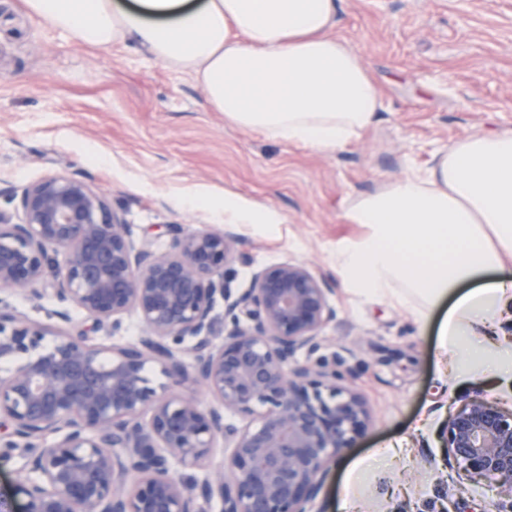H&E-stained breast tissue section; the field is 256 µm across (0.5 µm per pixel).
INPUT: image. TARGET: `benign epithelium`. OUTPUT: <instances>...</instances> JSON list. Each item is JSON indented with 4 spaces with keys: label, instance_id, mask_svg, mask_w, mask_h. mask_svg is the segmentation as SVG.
Wrapping results in <instances>:
<instances>
[{
    "label": "benign epithelium",
    "instance_id": "1",
    "mask_svg": "<svg viewBox=\"0 0 512 512\" xmlns=\"http://www.w3.org/2000/svg\"><path fill=\"white\" fill-rule=\"evenodd\" d=\"M2 196L14 209H0V458L23 460L22 512H207L215 499L221 512H311L327 461L369 418L348 371L321 354L336 317L327 281L286 261L238 292L226 278L233 232L171 224L158 253L72 175ZM48 293L54 325L10 302ZM70 306L109 336L133 313L141 334L92 344L66 329ZM188 382L214 403L178 392ZM441 435L448 465L512 500V408L478 393Z\"/></svg>",
    "mask_w": 512,
    "mask_h": 512
}]
</instances>
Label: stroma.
<instances>
[{
    "instance_id": "35a3bbf8",
    "label": "stroma",
    "mask_w": 512,
    "mask_h": 512,
    "mask_svg": "<svg viewBox=\"0 0 512 512\" xmlns=\"http://www.w3.org/2000/svg\"><path fill=\"white\" fill-rule=\"evenodd\" d=\"M333 33L363 55L383 96L370 130L325 151L227 125L190 75L120 43L85 45L22 0H0V188L80 177L161 252L166 225L223 229L228 199L273 216L235 226L232 285L288 260L324 278L336 317L323 353L342 360L369 410L353 447L328 461L312 512H336L347 465L395 440L387 483L365 468L352 482L369 512H485L496 488L444 466L441 429L475 391L510 408L512 389L481 375L449 389L434 355L437 313L348 293L331 254L365 233L348 219L359 198L425 171L471 133L512 129V0H341ZM195 196L213 207L189 206Z\"/></svg>"
}]
</instances>
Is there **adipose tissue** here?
Listing matches in <instances>:
<instances>
[{
	"mask_svg": "<svg viewBox=\"0 0 512 512\" xmlns=\"http://www.w3.org/2000/svg\"><path fill=\"white\" fill-rule=\"evenodd\" d=\"M91 46L133 42L187 73L227 124L335 150L376 121L382 94L358 51L333 36L339 0H23ZM367 233L337 244L345 288L429 310L447 300L435 354L452 385L475 367L512 382V129L475 133L359 199Z\"/></svg>",
	"mask_w": 512,
	"mask_h": 512,
	"instance_id": "obj_1",
	"label": "adipose tissue"
}]
</instances>
